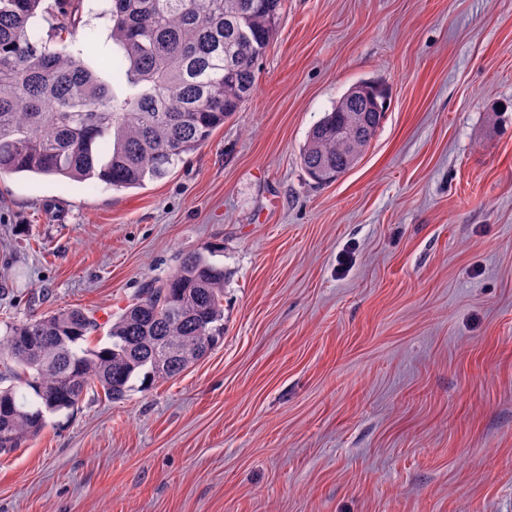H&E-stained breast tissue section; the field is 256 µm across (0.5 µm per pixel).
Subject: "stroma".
Here are the masks:
<instances>
[{
  "label": "stroma",
  "mask_w": 512,
  "mask_h": 512,
  "mask_svg": "<svg viewBox=\"0 0 512 512\" xmlns=\"http://www.w3.org/2000/svg\"><path fill=\"white\" fill-rule=\"evenodd\" d=\"M105 0L72 49L113 80ZM358 165L299 151L353 85ZM224 269V340L0 454V512H512V0H286L242 109L165 178L0 180V333ZM355 101L346 93L331 112L310 129L300 153L301 164L317 184H329L351 169L353 157L362 156L387 111L388 90L378 81L361 82ZM351 106L361 112H352Z\"/></svg>",
  "instance_id": "obj_1"
}]
</instances>
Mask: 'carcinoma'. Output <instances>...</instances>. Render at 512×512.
I'll return each instance as SVG.
<instances>
[{"label": "carcinoma", "instance_id": "1", "mask_svg": "<svg viewBox=\"0 0 512 512\" xmlns=\"http://www.w3.org/2000/svg\"><path fill=\"white\" fill-rule=\"evenodd\" d=\"M44 0H0V179L19 173L96 178L137 188L167 175L240 111L279 26L284 0H107L123 50L119 96L82 52L31 34ZM388 90L365 81L310 129L301 164L318 184L351 169L387 111ZM95 319L60 309L0 336V453L45 427L46 414L88 391L112 402L171 379L224 340V268L186 255L91 346Z\"/></svg>", "mask_w": 512, "mask_h": 512}]
</instances>
